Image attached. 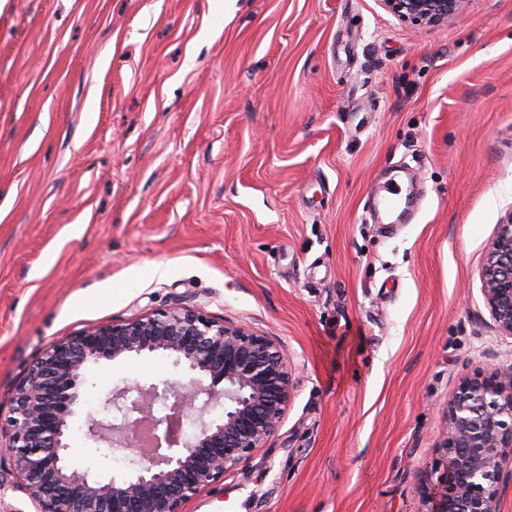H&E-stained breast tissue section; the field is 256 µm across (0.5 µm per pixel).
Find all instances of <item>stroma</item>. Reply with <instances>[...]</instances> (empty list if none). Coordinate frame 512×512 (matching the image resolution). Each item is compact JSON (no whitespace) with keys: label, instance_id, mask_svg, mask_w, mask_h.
<instances>
[{"label":"stroma","instance_id":"obj_1","mask_svg":"<svg viewBox=\"0 0 512 512\" xmlns=\"http://www.w3.org/2000/svg\"><path fill=\"white\" fill-rule=\"evenodd\" d=\"M411 167L409 224L362 220ZM512 212V0H0V417L56 340L178 303L277 338L276 432L185 512H420L464 376L512 366L480 271ZM89 365L68 462L116 389ZM382 6L398 19L421 27L448 23L464 10L466 0H380Z\"/></svg>","mask_w":512,"mask_h":512}]
</instances>
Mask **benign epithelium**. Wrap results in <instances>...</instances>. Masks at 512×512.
<instances>
[{
  "mask_svg": "<svg viewBox=\"0 0 512 512\" xmlns=\"http://www.w3.org/2000/svg\"><path fill=\"white\" fill-rule=\"evenodd\" d=\"M421 27L458 17L466 0H380ZM482 292L499 330L512 336V212L481 271ZM163 355L186 370L166 380L111 392L88 414L87 438L131 451L139 469L96 479L69 467L67 433L91 363ZM136 391L137 396L128 393ZM293 390L289 357L273 336L227 325L184 305L83 330L53 342L15 389L12 416L0 424L7 463L35 512H184V504L251 457L279 427ZM206 399L196 405L200 395ZM168 402V416L154 413ZM192 421L193 435L171 434ZM512 449V368L465 377L446 411L443 472L425 491L423 512H498L503 461Z\"/></svg>",
  "mask_w": 512,
  "mask_h": 512,
  "instance_id": "7a95c632",
  "label": "benign epithelium"
}]
</instances>
